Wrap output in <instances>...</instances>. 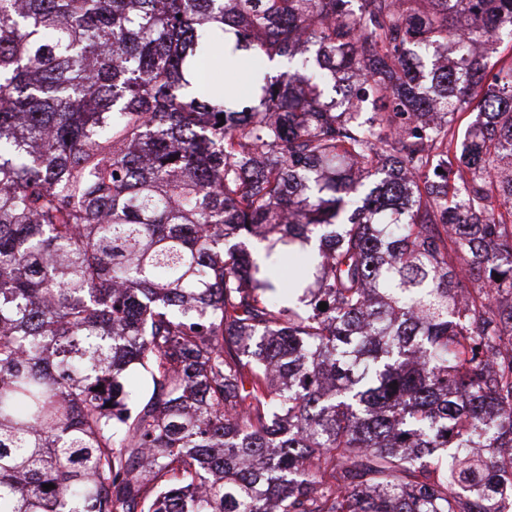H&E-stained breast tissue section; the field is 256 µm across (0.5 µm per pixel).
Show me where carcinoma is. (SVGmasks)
<instances>
[{"label":"carcinoma","mask_w":512,"mask_h":512,"mask_svg":"<svg viewBox=\"0 0 512 512\" xmlns=\"http://www.w3.org/2000/svg\"><path fill=\"white\" fill-rule=\"evenodd\" d=\"M502 33L0 0V512H512Z\"/></svg>","instance_id":"carcinoma-1"}]
</instances>
